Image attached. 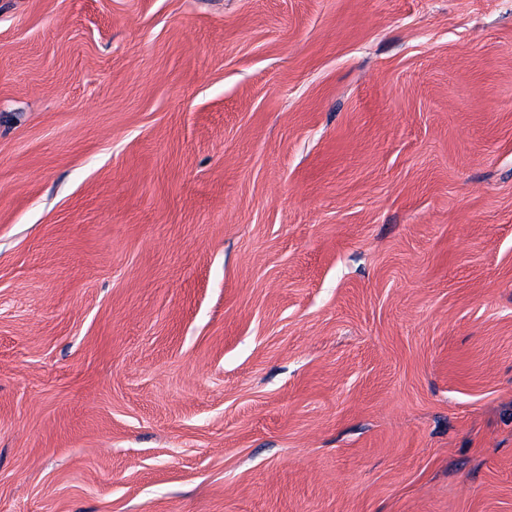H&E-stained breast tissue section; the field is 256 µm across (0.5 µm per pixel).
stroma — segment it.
Returning <instances> with one entry per match:
<instances>
[{
	"mask_svg": "<svg viewBox=\"0 0 512 512\" xmlns=\"http://www.w3.org/2000/svg\"><path fill=\"white\" fill-rule=\"evenodd\" d=\"M0 512H512V0H0Z\"/></svg>",
	"mask_w": 512,
	"mask_h": 512,
	"instance_id": "stroma-1",
	"label": "stroma"
}]
</instances>
